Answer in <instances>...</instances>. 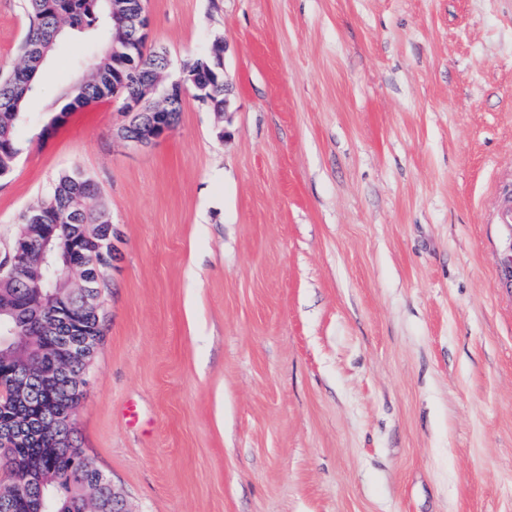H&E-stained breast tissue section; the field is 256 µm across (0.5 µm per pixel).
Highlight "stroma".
<instances>
[{
    "mask_svg": "<svg viewBox=\"0 0 512 512\" xmlns=\"http://www.w3.org/2000/svg\"><path fill=\"white\" fill-rule=\"evenodd\" d=\"M169 78L147 148L60 115L65 42L0 179V254L80 170L110 208L107 332L78 443L132 512H512V0H147ZM26 0H0V70ZM135 418H128V409ZM225 46L223 41L220 39L214 40L209 54L204 58H198L192 61H188L184 65L182 81L185 88L188 91H192L199 101L205 102L212 108L214 112H227L229 107V95L231 88L229 83L225 80L224 70V82L222 76L214 78L212 72L203 68L204 62H210L213 60L214 52H222L224 59ZM203 84L205 87L206 97L199 99L201 95L199 85Z\"/></svg>",
    "mask_w": 512,
    "mask_h": 512,
    "instance_id": "1",
    "label": "stroma"
}]
</instances>
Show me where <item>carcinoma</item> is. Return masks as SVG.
I'll return each instance as SVG.
<instances>
[{
	"label": "carcinoma",
	"instance_id": "cac0c4a2",
	"mask_svg": "<svg viewBox=\"0 0 512 512\" xmlns=\"http://www.w3.org/2000/svg\"><path fill=\"white\" fill-rule=\"evenodd\" d=\"M28 30L19 52L21 63L10 71H0V177L10 173L20 151L18 131L23 119L25 99L37 90L39 73L45 71L47 61L59 41L71 33L93 34L101 50L88 64L87 75L69 84L60 100L65 113L76 105L110 98L121 93L126 101L134 88L126 84L131 71H137L143 81L152 80L155 72L169 67V60L161 49L142 51L143 40L131 43V35L112 25V0H26ZM224 51L223 41L214 40L210 54L184 65L182 81L194 96L206 94L203 102L215 112L224 111V82L203 68L213 60V53ZM205 92H200L199 85ZM110 216L100 198L97 184L80 172L65 174L52 191L31 207L21 219V229L28 224H58L55 247L64 252L70 246V226L73 224H104ZM24 277L0 281V309L9 305L14 310L25 309L32 315L42 314V298L46 291L23 287ZM52 333L29 338L34 350L46 349L41 364L44 395L55 402L60 414L68 415L82 404L79 394L68 395L55 378L56 363L64 360L63 353L54 350ZM80 452L75 442L69 446H28L18 448L9 457L11 472L8 484L0 490V512H29L27 500L14 493L20 473L39 467L52 483L60 486L59 494L51 503L52 512H87L88 504L95 502L102 512H112V491L99 483L97 469L87 462L86 475L81 482H68V462Z\"/></svg>",
	"mask_w": 512,
	"mask_h": 512
}]
</instances>
